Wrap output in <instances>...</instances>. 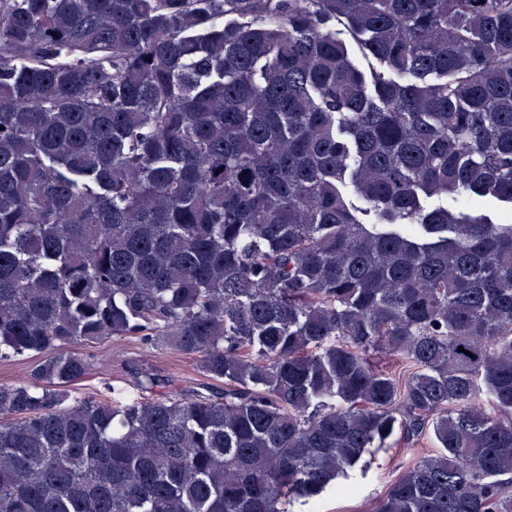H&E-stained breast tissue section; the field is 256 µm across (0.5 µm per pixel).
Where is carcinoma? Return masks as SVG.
Segmentation results:
<instances>
[{
	"label": "carcinoma",
	"mask_w": 512,
	"mask_h": 512,
	"mask_svg": "<svg viewBox=\"0 0 512 512\" xmlns=\"http://www.w3.org/2000/svg\"><path fill=\"white\" fill-rule=\"evenodd\" d=\"M483 200L512 206V0H0V359L52 352L0 384V512H285L398 431L434 452L373 512H512ZM112 336L224 392L70 401L69 347Z\"/></svg>",
	"instance_id": "1"
}]
</instances>
